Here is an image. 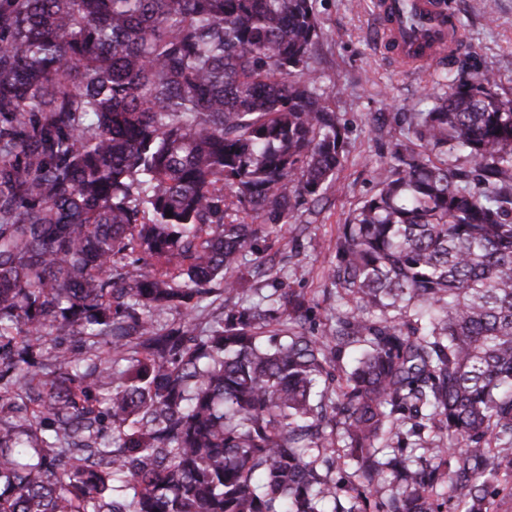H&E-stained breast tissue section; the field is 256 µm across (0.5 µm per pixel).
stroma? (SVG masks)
<instances>
[{
    "label": "stroma",
    "instance_id": "35a3bbf8",
    "mask_svg": "<svg viewBox=\"0 0 512 512\" xmlns=\"http://www.w3.org/2000/svg\"><path fill=\"white\" fill-rule=\"evenodd\" d=\"M378 0H315L323 38L312 65L322 77L330 107L346 125L347 150L336 185L322 201L301 208L295 221L282 225L265 242L259 261L275 260L284 287L313 300L312 325L323 329L343 306L330 294L328 268L335 259L340 224L375 191V175L393 143L406 135L404 112L427 111L436 64L404 68L395 62L377 29ZM458 16L462 43L453 60L489 70L501 93L512 94V0H450ZM184 318L161 313V321L201 330L224 314V284Z\"/></svg>",
    "mask_w": 512,
    "mask_h": 512
}]
</instances>
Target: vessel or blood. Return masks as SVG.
Segmentation results:
<instances>
[{
	"mask_svg": "<svg viewBox=\"0 0 512 512\" xmlns=\"http://www.w3.org/2000/svg\"><path fill=\"white\" fill-rule=\"evenodd\" d=\"M387 43L405 63L426 62L455 50L460 32L440 0H383Z\"/></svg>",
	"mask_w": 512,
	"mask_h": 512,
	"instance_id": "obj_1",
	"label": "vessel or blood"
}]
</instances>
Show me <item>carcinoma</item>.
Instances as JSON below:
<instances>
[{
  "instance_id": "cac0c4a2",
  "label": "carcinoma",
  "mask_w": 512,
  "mask_h": 512,
  "mask_svg": "<svg viewBox=\"0 0 512 512\" xmlns=\"http://www.w3.org/2000/svg\"><path fill=\"white\" fill-rule=\"evenodd\" d=\"M321 37L314 0H0V512H370L386 482L375 512H441L444 486L449 512H492L512 97L489 71L442 72L405 114L339 227L333 325L307 329L272 266L248 300L226 277L344 162ZM217 279L239 303L208 329L159 321ZM49 329L82 345L46 351ZM356 470L357 465L355 461L346 455L345 448H342L341 444H339V447L336 448V463L332 472V478L336 482L343 484V486H354L357 484Z\"/></svg>"
}]
</instances>
